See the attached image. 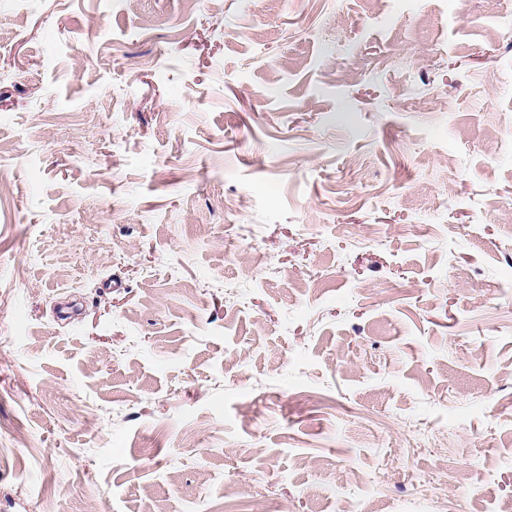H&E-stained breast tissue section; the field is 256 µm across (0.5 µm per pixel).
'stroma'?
Returning a JSON list of instances; mask_svg holds the SVG:
<instances>
[{"label":"stroma","mask_w":512,"mask_h":512,"mask_svg":"<svg viewBox=\"0 0 512 512\" xmlns=\"http://www.w3.org/2000/svg\"><path fill=\"white\" fill-rule=\"evenodd\" d=\"M510 504L512 0H0V512Z\"/></svg>","instance_id":"stroma-1"}]
</instances>
